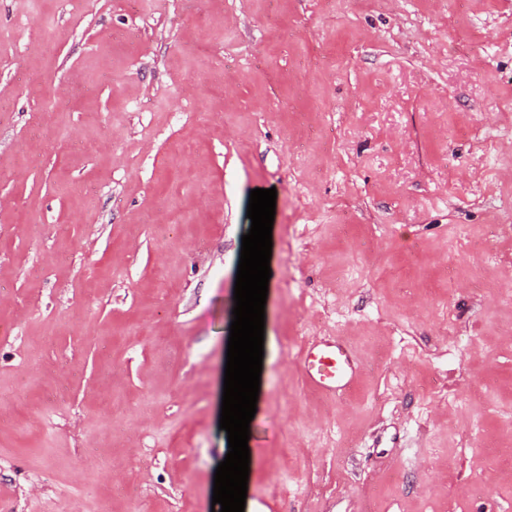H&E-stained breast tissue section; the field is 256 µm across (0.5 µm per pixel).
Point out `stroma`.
<instances>
[{"mask_svg":"<svg viewBox=\"0 0 512 512\" xmlns=\"http://www.w3.org/2000/svg\"><path fill=\"white\" fill-rule=\"evenodd\" d=\"M255 188L244 512H512V0H0L6 512H212ZM301 363L307 384L322 393H344L359 373L347 346L336 341L310 344Z\"/></svg>","mask_w":512,"mask_h":512,"instance_id":"35a3bbf8","label":"stroma"}]
</instances>
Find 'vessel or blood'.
Masks as SVG:
<instances>
[{
  "mask_svg": "<svg viewBox=\"0 0 512 512\" xmlns=\"http://www.w3.org/2000/svg\"><path fill=\"white\" fill-rule=\"evenodd\" d=\"M301 363L307 384L313 390L328 394L345 392L359 373L347 346L336 341L310 344Z\"/></svg>",
  "mask_w": 512,
  "mask_h": 512,
  "instance_id": "b4317fda",
  "label": "vessel or blood"
}]
</instances>
